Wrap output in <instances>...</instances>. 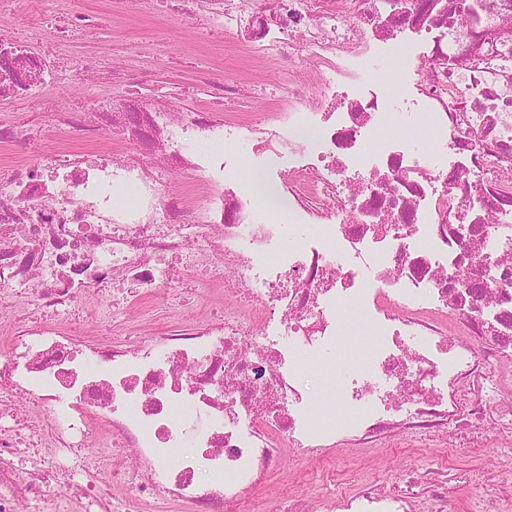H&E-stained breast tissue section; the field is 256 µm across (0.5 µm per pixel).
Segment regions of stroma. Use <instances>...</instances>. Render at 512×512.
<instances>
[{"mask_svg":"<svg viewBox=\"0 0 512 512\" xmlns=\"http://www.w3.org/2000/svg\"><path fill=\"white\" fill-rule=\"evenodd\" d=\"M85 11L108 13V20L96 33L71 48L73 55L89 67V81L83 85L71 83L65 76L56 75L54 102L60 109L84 104L86 98L98 94L100 76L117 63L134 62L136 74L147 90L181 108L199 106L200 97L194 96L197 79L202 71H210L215 79L237 76L241 82L260 87L261 92L245 104L249 112H274L277 103L285 97L279 89V76L273 66H261L240 53L236 37L223 43L200 45L194 29L186 25L174 26L163 17L148 14L130 17L113 10L112 0H44L43 8L55 12L69 7ZM194 294L184 297L169 296L157 299L143 310H131L121 318L119 334L130 341L157 335L173 321L190 322L204 309V302L216 290L206 277H198ZM363 339L359 336L340 337L335 346L323 352L316 361L299 359L301 377L319 407H326L336 386L358 372L362 359L358 349ZM335 481H327L325 470L317 460L297 452L286 453L279 477L293 480L298 494L317 502L329 494H345L366 484H381L394 480L403 471L436 467L441 461L451 466L475 469L480 480L512 481V446H507L499 435H491L480 447L460 445L454 436L427 437L422 448L409 453L401 448H335Z\"/></svg>","mask_w":512,"mask_h":512,"instance_id":"stroma-1","label":"stroma"}]
</instances>
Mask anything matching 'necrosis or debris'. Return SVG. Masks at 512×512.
I'll return each instance as SVG.
<instances>
[{"mask_svg": "<svg viewBox=\"0 0 512 512\" xmlns=\"http://www.w3.org/2000/svg\"><path fill=\"white\" fill-rule=\"evenodd\" d=\"M138 3L213 40L240 36L254 60L300 64L313 91L241 119L225 109L237 80L203 77L205 104L174 112L132 80L58 112L53 75L64 62L80 80L67 44L100 18L0 0L27 32L0 34V97L35 115L0 120V144L24 149L0 162V512H240L290 447L327 463L340 445L403 448L412 433L467 437L489 421L512 438V401L491 374L512 359V0H117ZM375 59L393 62V81ZM48 123L70 146L40 148ZM244 129L288 159L272 179L286 216L233 178L225 148ZM173 170L193 194L170 192ZM289 223L301 244H286ZM198 270L236 308L209 301L192 325L134 346L68 318L92 293L151 304ZM346 307L373 339L370 370L337 389L333 418L296 357L333 346ZM100 448L133 457L104 473ZM447 497V479L416 469L326 512Z\"/></svg>", "mask_w": 512, "mask_h": 512, "instance_id": "necrosis-or-debris-1", "label": "necrosis or debris"}]
</instances>
